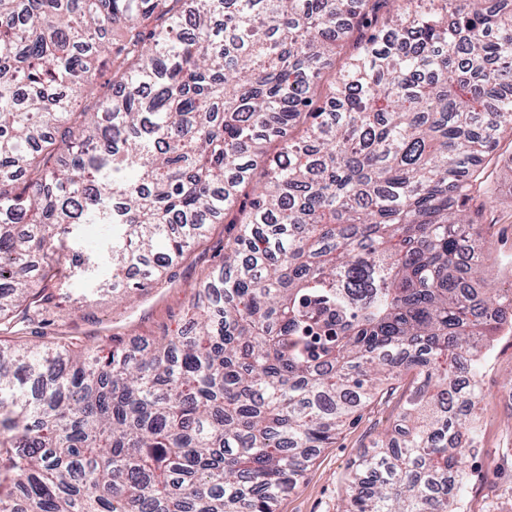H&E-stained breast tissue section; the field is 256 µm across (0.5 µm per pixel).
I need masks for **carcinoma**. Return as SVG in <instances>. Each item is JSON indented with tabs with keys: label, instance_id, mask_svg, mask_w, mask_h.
<instances>
[{
	"label": "carcinoma",
	"instance_id": "cac0c4a2",
	"mask_svg": "<svg viewBox=\"0 0 512 512\" xmlns=\"http://www.w3.org/2000/svg\"><path fill=\"white\" fill-rule=\"evenodd\" d=\"M506 131L512 0H0L1 336L239 226L180 333L0 350V512H276L405 380L343 512H457L512 323L462 206Z\"/></svg>",
	"mask_w": 512,
	"mask_h": 512
}]
</instances>
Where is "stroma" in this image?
I'll return each instance as SVG.
<instances>
[{
  "instance_id": "stroma-1",
  "label": "stroma",
  "mask_w": 512,
  "mask_h": 512,
  "mask_svg": "<svg viewBox=\"0 0 512 512\" xmlns=\"http://www.w3.org/2000/svg\"><path fill=\"white\" fill-rule=\"evenodd\" d=\"M466 208L475 214L489 248L482 270L487 287L512 288L511 137H504L487 158L483 182L473 189ZM236 234V225H214L194 254L179 263L173 284L166 287L141 291L128 278L116 298L105 293L77 303L56 297L49 307L48 335L86 340L106 336L114 345L137 347L142 338L178 333L205 270L223 262L224 249ZM479 368V437L461 461L466 489L460 512H512V400L505 397L512 391V332L496 336ZM405 396V389H398L348 421L333 447L323 450L295 488L280 499L278 512H342L348 466L394 429Z\"/></svg>"
}]
</instances>
